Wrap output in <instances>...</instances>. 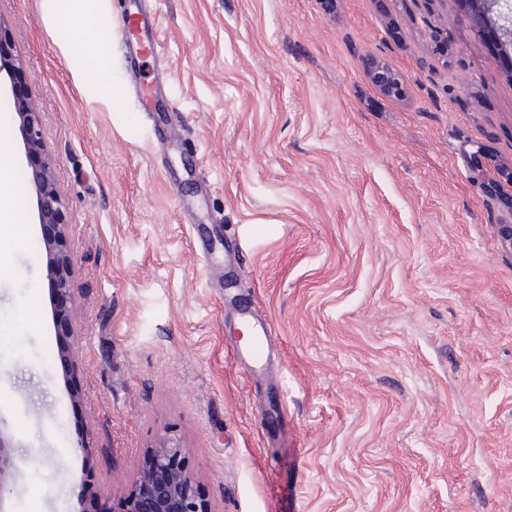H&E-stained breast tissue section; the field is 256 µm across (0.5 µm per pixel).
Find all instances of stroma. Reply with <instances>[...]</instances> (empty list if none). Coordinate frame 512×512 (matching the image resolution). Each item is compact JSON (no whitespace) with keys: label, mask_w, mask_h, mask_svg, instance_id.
<instances>
[{"label":"stroma","mask_w":512,"mask_h":512,"mask_svg":"<svg viewBox=\"0 0 512 512\" xmlns=\"http://www.w3.org/2000/svg\"><path fill=\"white\" fill-rule=\"evenodd\" d=\"M41 2L0 0V26L66 205L78 340L64 364L2 91L27 203L0 226L8 512H117L169 431L214 512H512V68L464 0H143L164 54L136 77L78 50L117 36V0L65 34ZM250 301L280 340L256 379L224 351ZM371 77L375 84L386 94H398L401 89V83L395 73L383 65H374L371 67Z\"/></svg>","instance_id":"35a3bbf8"}]
</instances>
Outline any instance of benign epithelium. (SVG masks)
<instances>
[{"label": "benign epithelium", "mask_w": 512, "mask_h": 512, "mask_svg": "<svg viewBox=\"0 0 512 512\" xmlns=\"http://www.w3.org/2000/svg\"><path fill=\"white\" fill-rule=\"evenodd\" d=\"M469 18L471 26L479 34L490 35L495 41H501L500 28L491 26L485 7H473ZM9 43L8 33L0 28V72H6L10 78L19 130L28 151L29 178L40 198L41 223L49 230L48 235L43 237L47 257L46 273L49 288L66 311L67 319L63 330L68 342L63 347V353L65 360L69 361L76 341V308L73 306V261L66 244L64 204L54 183L52 161L41 140L38 113L34 112L22 81V67L10 58ZM371 77L389 95H395L401 89L397 75L383 65L372 66ZM18 470L13 443L0 432V512H7L4 509V495L9 481ZM116 496L121 503L122 512H214L197 490L186 448L179 439L171 435L160 437L146 451L134 485L116 493Z\"/></svg>", "instance_id": "7a95c632"}]
</instances>
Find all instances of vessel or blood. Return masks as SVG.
Returning <instances> with one entry per match:
<instances>
[{"label":"vessel or blood","mask_w":512,"mask_h":512,"mask_svg":"<svg viewBox=\"0 0 512 512\" xmlns=\"http://www.w3.org/2000/svg\"><path fill=\"white\" fill-rule=\"evenodd\" d=\"M155 25V17L144 11L121 10L118 49L127 60L161 53L162 45L155 36ZM235 323L239 329L247 332L248 339L232 348L233 360L250 374L266 375L275 338L273 326L258 310L247 307L238 309Z\"/></svg>","instance_id":"b4317fda"}]
</instances>
